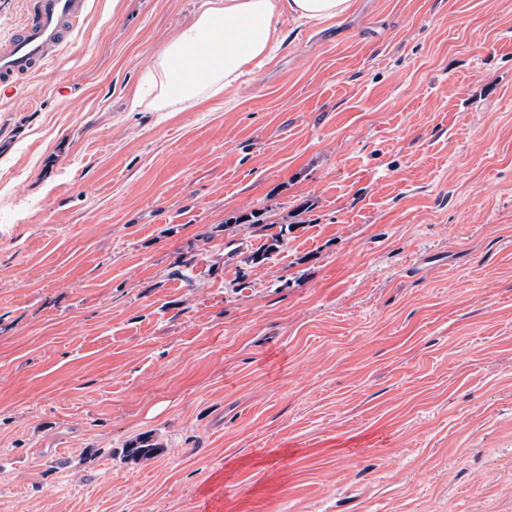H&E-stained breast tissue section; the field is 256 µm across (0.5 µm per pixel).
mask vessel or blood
<instances>
[{
    "instance_id": "obj_1",
    "label": "vessel or blood",
    "mask_w": 512,
    "mask_h": 512,
    "mask_svg": "<svg viewBox=\"0 0 512 512\" xmlns=\"http://www.w3.org/2000/svg\"><path fill=\"white\" fill-rule=\"evenodd\" d=\"M86 0H27L13 30L0 35V92L12 94L42 76L60 50L71 44Z\"/></svg>"
}]
</instances>
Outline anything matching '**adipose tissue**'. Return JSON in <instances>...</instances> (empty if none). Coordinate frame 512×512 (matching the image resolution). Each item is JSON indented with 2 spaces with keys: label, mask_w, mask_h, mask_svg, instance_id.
<instances>
[{
  "label": "adipose tissue",
  "mask_w": 512,
  "mask_h": 512,
  "mask_svg": "<svg viewBox=\"0 0 512 512\" xmlns=\"http://www.w3.org/2000/svg\"><path fill=\"white\" fill-rule=\"evenodd\" d=\"M352 0H200L193 21L158 53L132 109L183 112L227 90L281 41L290 16L318 23L348 12Z\"/></svg>",
  "instance_id": "1"
}]
</instances>
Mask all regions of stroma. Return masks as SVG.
Returning <instances> with one entry per match:
<instances>
[{"label":"stroma","instance_id":"stroma-1","mask_svg":"<svg viewBox=\"0 0 512 512\" xmlns=\"http://www.w3.org/2000/svg\"><path fill=\"white\" fill-rule=\"evenodd\" d=\"M196 4L88 0L0 97V512H512V0L129 111Z\"/></svg>","mask_w":512,"mask_h":512}]
</instances>
